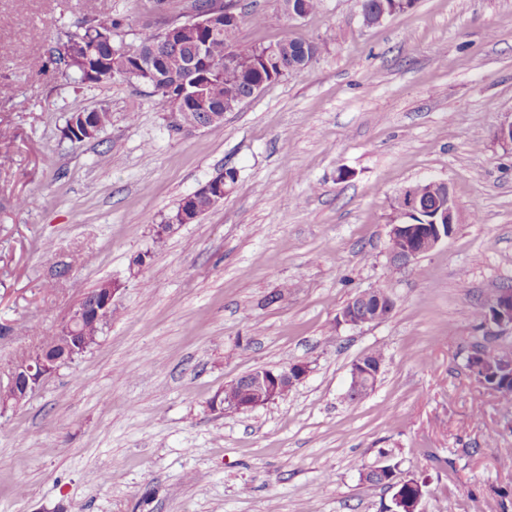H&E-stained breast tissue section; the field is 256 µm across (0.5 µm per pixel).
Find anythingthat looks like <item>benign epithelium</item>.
Here are the masks:
<instances>
[{
    "instance_id": "benign-epithelium-1",
    "label": "benign epithelium",
    "mask_w": 512,
    "mask_h": 512,
    "mask_svg": "<svg viewBox=\"0 0 512 512\" xmlns=\"http://www.w3.org/2000/svg\"><path fill=\"white\" fill-rule=\"evenodd\" d=\"M222 13L234 20L237 19L234 7L228 4L222 10L214 8L207 13L197 14L185 24L167 25L162 33V40L151 48L150 56L145 58L140 54L137 55L135 71L139 74L153 75V63H157L161 59L158 47L169 48L182 45L187 29L190 27L197 34L213 32L218 27L217 18ZM189 105L201 113L203 118L201 127L206 128L224 123V113L220 112L219 106L204 92L193 91L189 93L187 100L182 96L171 99L167 115L170 130L185 131V128L180 125V113ZM226 185V177L215 176L196 191L185 196L182 201L181 223L190 224L200 217L198 208L201 200L208 202L211 208L222 203ZM424 194L423 185L412 184L404 187L397 197L402 215L400 222L391 224L389 232L391 248L388 249L390 263L395 267L408 266L421 255L434 250L453 234L455 224L458 223V209L451 194L447 193L441 196L433 205L427 202ZM120 290V283H106L94 292L88 305L78 306L70 311L67 320L60 327V337L66 341V349L69 354L72 355L84 348V343L77 336L84 321L93 320L104 323L109 319L114 297ZM393 303L392 296L383 290L373 293L362 292L357 295L355 301L339 311L336 322L339 325L352 327L375 324L378 322V312L382 311L385 316H390ZM485 324L512 330L511 290L501 291L486 307ZM57 370L58 359L38 354L19 361L12 368L9 378L16 385L17 390L31 396L42 382ZM306 373L305 369L295 371L290 367L283 369L278 374L266 368H257L246 374L245 378L251 399L243 400L234 392V389L226 387L224 395L219 401L220 410L245 412L273 403L286 396L288 391L305 377ZM380 373L381 370L375 371L368 367L364 358L357 359L350 370L353 387L350 394L357 399L370 393L376 387ZM373 472L385 473L384 480L390 488L394 489L393 502H395V506L391 512H406L403 506L396 505V502L401 499L402 483L395 481L392 468L378 467L373 469Z\"/></svg>"
}]
</instances>
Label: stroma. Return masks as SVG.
I'll return each instance as SVG.
<instances>
[{
    "label": "stroma",
    "instance_id": "obj_1",
    "mask_svg": "<svg viewBox=\"0 0 512 512\" xmlns=\"http://www.w3.org/2000/svg\"><path fill=\"white\" fill-rule=\"evenodd\" d=\"M235 2L242 41L323 50L223 125L176 135L150 88L82 84L48 56L100 15L121 21L115 46L138 43L192 0H0V385L83 293L122 285L97 344L0 409V512H387L392 489L361 479L385 465L422 483L419 512H512V409L466 366L474 345L512 341L475 318L512 285V149L495 138L512 118V0H417L373 26L356 0L299 20ZM102 107L96 139L64 138L68 115ZM228 168L223 203L156 239ZM431 179L460 221L394 267L395 199ZM373 288L392 315L337 324ZM375 348L378 383L349 400ZM293 362L308 372L284 398L214 409L230 381Z\"/></svg>",
    "mask_w": 512,
    "mask_h": 512
}]
</instances>
